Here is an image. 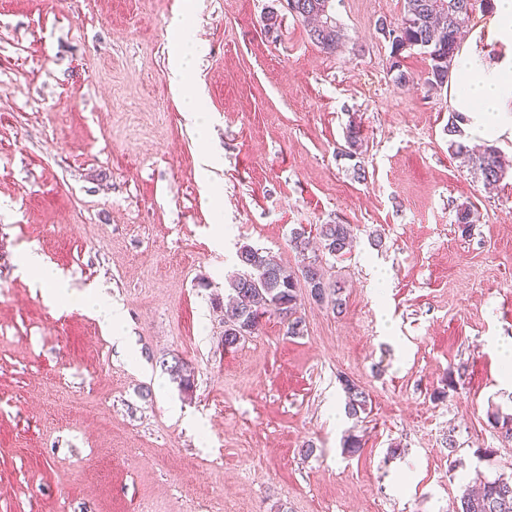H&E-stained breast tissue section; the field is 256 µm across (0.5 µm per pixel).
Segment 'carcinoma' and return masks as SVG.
I'll return each mask as SVG.
<instances>
[{
    "label": "carcinoma",
    "mask_w": 512,
    "mask_h": 512,
    "mask_svg": "<svg viewBox=\"0 0 512 512\" xmlns=\"http://www.w3.org/2000/svg\"><path fill=\"white\" fill-rule=\"evenodd\" d=\"M288 10L310 23V39L320 49L333 53L341 44L342 34L330 11L332 0H287ZM491 0H404L403 12L395 22L379 23L378 33L390 43L389 71L402 85L408 74L403 70L402 52L413 44L424 46L428 61L425 84L431 91H440L448 83L459 51L458 33L469 23L476 7L490 5ZM463 117L456 114L448 121V145L453 153L471 164L488 185L497 184L504 175V162L493 146L479 155L469 153L461 141ZM359 126L349 125L341 155L354 158L361 151ZM319 236L323 250L331 256H342L350 248V229L346 224H322ZM241 273L229 281L232 292L229 317L224 321V346L233 347L258 328L261 319L278 315L288 320V334H303V320L297 316L301 302L299 282H304L310 296L318 303H328L340 311L345 302L340 285L327 283L318 268V258L304 262L296 273L266 251L244 245L239 248ZM172 379L188 393L194 387V375L188 363L178 357L166 366ZM348 402V414L357 416L368 409L369 395L354 381L342 379ZM458 512H512V478L499 476L479 480V488L464 487Z\"/></svg>",
    "instance_id": "carcinoma-1"
}]
</instances>
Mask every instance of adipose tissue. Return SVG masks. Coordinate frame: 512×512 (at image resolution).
<instances>
[{
    "label": "adipose tissue",
    "mask_w": 512,
    "mask_h": 512,
    "mask_svg": "<svg viewBox=\"0 0 512 512\" xmlns=\"http://www.w3.org/2000/svg\"><path fill=\"white\" fill-rule=\"evenodd\" d=\"M190 0H181V9L170 25L171 85L183 96V106L198 131H205L207 118L203 95L191 90L192 72L186 19ZM461 64L453 86L451 105L456 112L468 115L469 133L480 139H493L512 134V0H492L488 18L462 44ZM23 267L53 300L76 302L77 306L93 312L111 334L117 348H125L122 331L124 314L120 307L86 293L72 297L61 273L47 265L35 251H25Z\"/></svg>",
    "instance_id": "1"
}]
</instances>
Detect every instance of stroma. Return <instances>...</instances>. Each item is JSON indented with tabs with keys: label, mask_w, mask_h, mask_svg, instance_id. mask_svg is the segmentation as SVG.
<instances>
[{
	"label": "stroma",
	"mask_w": 512,
	"mask_h": 512,
	"mask_svg": "<svg viewBox=\"0 0 512 512\" xmlns=\"http://www.w3.org/2000/svg\"><path fill=\"white\" fill-rule=\"evenodd\" d=\"M177 2L0 0V512H456L462 483L512 474L488 420L512 413V171L488 189L452 153L450 91L419 50L413 85L388 74L376 23L404 0H333V54L285 0H195L198 136L169 85ZM352 122L362 153L343 159ZM333 222L353 235L319 256L343 312L306 296L303 335L271 316L225 348L239 247L295 269L292 230L315 243ZM29 247L122 306L128 352L48 298ZM345 377L370 395L360 417ZM163 366L166 367V370L169 372L172 379L178 382L180 388L184 392L189 393L193 390L194 375L192 374L188 363L178 357H175L172 358V363L170 365H165V362H163Z\"/></svg>",
	"instance_id": "obj_1"
}]
</instances>
